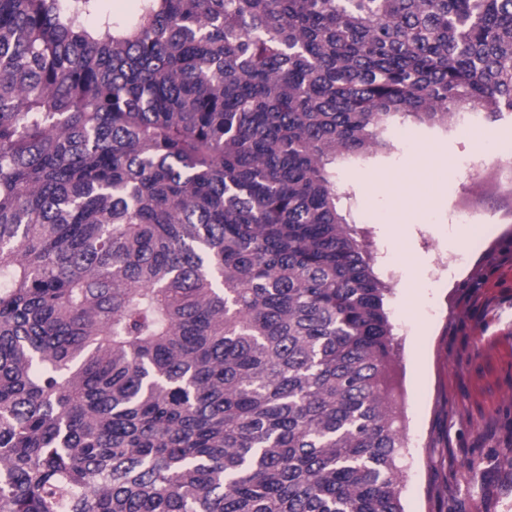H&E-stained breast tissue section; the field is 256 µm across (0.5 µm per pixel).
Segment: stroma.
<instances>
[{
	"label": "stroma",
	"mask_w": 512,
	"mask_h": 512,
	"mask_svg": "<svg viewBox=\"0 0 512 512\" xmlns=\"http://www.w3.org/2000/svg\"><path fill=\"white\" fill-rule=\"evenodd\" d=\"M391 147L337 162L398 355L408 444L406 512H512V114L464 113L441 129L411 121ZM411 179V198L363 185ZM482 223L462 233L458 215ZM399 227L396 236L385 225Z\"/></svg>",
	"instance_id": "obj_1"
}]
</instances>
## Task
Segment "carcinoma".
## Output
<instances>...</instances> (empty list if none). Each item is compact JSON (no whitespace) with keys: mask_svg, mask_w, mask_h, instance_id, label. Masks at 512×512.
<instances>
[{"mask_svg":"<svg viewBox=\"0 0 512 512\" xmlns=\"http://www.w3.org/2000/svg\"><path fill=\"white\" fill-rule=\"evenodd\" d=\"M512 113V0H0V512H405L336 162Z\"/></svg>","mask_w":512,"mask_h":512,"instance_id":"1","label":"carcinoma"}]
</instances>
